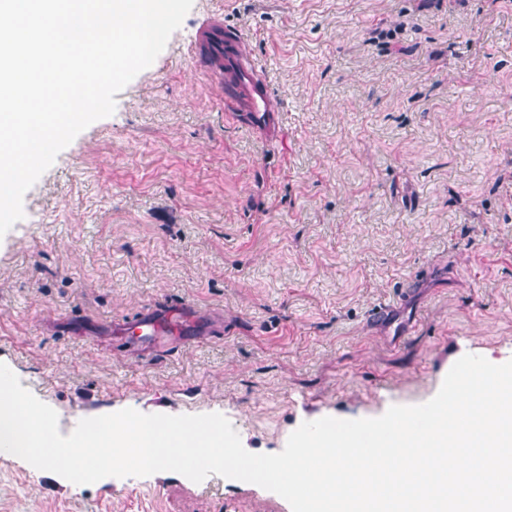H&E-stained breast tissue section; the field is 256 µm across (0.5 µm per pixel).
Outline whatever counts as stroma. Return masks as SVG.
<instances>
[{
	"instance_id": "1",
	"label": "stroma",
	"mask_w": 512,
	"mask_h": 512,
	"mask_svg": "<svg viewBox=\"0 0 512 512\" xmlns=\"http://www.w3.org/2000/svg\"><path fill=\"white\" fill-rule=\"evenodd\" d=\"M263 70L271 130L199 51L205 16ZM115 111L0 238V363L78 422L224 415L252 453L375 418L466 354L512 360V0H193ZM159 305L188 330L112 326ZM0 512H291L165 471L75 484L0 452Z\"/></svg>"
}]
</instances>
